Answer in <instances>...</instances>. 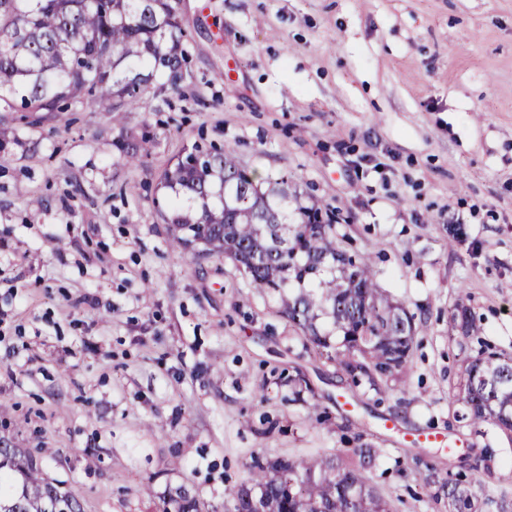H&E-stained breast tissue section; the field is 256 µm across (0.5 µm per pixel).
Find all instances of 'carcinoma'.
Listing matches in <instances>:
<instances>
[{"label": "carcinoma", "mask_w": 512, "mask_h": 512, "mask_svg": "<svg viewBox=\"0 0 512 512\" xmlns=\"http://www.w3.org/2000/svg\"><path fill=\"white\" fill-rule=\"evenodd\" d=\"M186 35L176 0H0V112H59L136 105L156 73L180 78ZM151 142L125 143L133 164ZM168 244L203 245L242 264L251 287L278 299L280 311L313 350L340 358L355 386L386 391L409 368L414 317L376 281L370 259L336 238L338 216L302 203L288 179L262 188L230 147L199 146L165 170ZM453 402L474 434L488 425L512 432V356L482 352L462 373ZM0 447V512H80L78 500L44 478L27 448ZM359 465L334 459H254L231 491L232 512H390L368 471L379 450L359 448ZM448 512H476L472 482L447 484ZM159 512H202L185 493Z\"/></svg>", "instance_id": "1"}]
</instances>
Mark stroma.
Listing matches in <instances>:
<instances>
[{
	"label": "stroma",
	"mask_w": 512,
	"mask_h": 512,
	"mask_svg": "<svg viewBox=\"0 0 512 512\" xmlns=\"http://www.w3.org/2000/svg\"><path fill=\"white\" fill-rule=\"evenodd\" d=\"M177 8V84L158 72L162 93L120 114L9 115L0 435L82 512H155L178 488L229 512L255 455L350 464L365 445L382 451L371 480L391 512H448L440 481L462 458L482 512H512V433L474 435L451 402L481 347L512 353V0ZM145 134L148 157L124 165L117 143ZM198 144L339 213L337 238L425 321L384 395L315 355L234 261L170 250L159 179ZM429 433L451 449L418 443Z\"/></svg>",
	"instance_id": "stroma-1"
}]
</instances>
